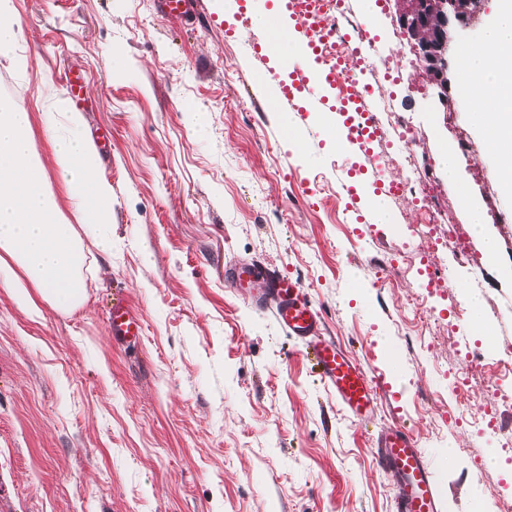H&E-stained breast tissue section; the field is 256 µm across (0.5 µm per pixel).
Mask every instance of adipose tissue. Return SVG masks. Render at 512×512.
<instances>
[{
    "mask_svg": "<svg viewBox=\"0 0 512 512\" xmlns=\"http://www.w3.org/2000/svg\"><path fill=\"white\" fill-rule=\"evenodd\" d=\"M456 53L471 89L470 123L486 141L501 194L512 197V0H495L477 40L460 43ZM33 118L0 98V285L31 313H38L41 300L69 312L82 304L87 288L80 232L111 223L112 185L83 133V113L47 91L37 118L71 208L63 213L36 153Z\"/></svg>",
    "mask_w": 512,
    "mask_h": 512,
    "instance_id": "adipose-tissue-1",
    "label": "adipose tissue"
}]
</instances>
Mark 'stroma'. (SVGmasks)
I'll return each mask as SVG.
<instances>
[{
    "instance_id": "1",
    "label": "stroma",
    "mask_w": 512,
    "mask_h": 512,
    "mask_svg": "<svg viewBox=\"0 0 512 512\" xmlns=\"http://www.w3.org/2000/svg\"><path fill=\"white\" fill-rule=\"evenodd\" d=\"M356 17L372 11L381 53L361 80L375 106L412 122L416 153L438 155L467 140L459 185L440 178L445 216L473 229L458 191L467 189L499 242L486 262L483 300L489 341L477 327L454 330L468 287L451 255L426 264L410 204L383 242L360 237L337 177L350 163L329 138L305 128L287 136L258 74L284 80L262 30L201 0L196 23L175 26L154 0H15L28 59L24 72L0 59V97L32 113L47 170L40 96L63 91L61 73L85 72L92 106L86 135L112 131L102 175L112 184L111 253L87 243L82 306L41 304L33 317L0 288V512H395L394 481L374 454L378 436L402 422L435 460L443 512H512V449H501L478 407L512 419V374L496 363L512 350V222L473 130L469 102L450 112L385 78L407 46L373 0H344ZM205 118L197 125L190 115ZM245 260L301 280L321 305L328 335L391 381L371 419L347 416L298 343L271 314L252 309L224 270ZM442 278L426 290L427 268ZM140 312L138 349L112 344L106 318L114 292ZM474 344L467 397L453 377Z\"/></svg>"
}]
</instances>
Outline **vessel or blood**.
<instances>
[{
    "label": "vessel or blood",
    "instance_id": "b4317fda",
    "mask_svg": "<svg viewBox=\"0 0 512 512\" xmlns=\"http://www.w3.org/2000/svg\"><path fill=\"white\" fill-rule=\"evenodd\" d=\"M280 2L281 12L270 16L268 42L284 36L280 16L285 13L295 19L309 53L308 64L295 66V81L282 87V101L299 100L302 113L309 105L325 108L330 101H337L342 134L351 146L352 157L359 160V173L373 181L377 193L391 195L396 182L379 170L372 157V144L381 130L375 122L370 91L352 70L353 65L372 60L378 49L376 36L367 31L349 40L337 50L335 67H324L323 49L331 33L325 0ZM160 4L168 18L183 19L195 14L199 0H160ZM227 276L244 301L255 310L271 312L290 336L302 342L328 390L350 415L360 417L373 411L377 389L372 377L362 364L324 337L321 309L308 298L299 280L254 262L232 265ZM109 331L117 343L131 344L143 336L144 323L130 305L120 300L112 307ZM377 457L380 468L396 481L397 512H441L444 493L436 465L409 430L390 428L378 443Z\"/></svg>",
    "mask_w": 512,
    "mask_h": 512
}]
</instances>
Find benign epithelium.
Listing matches in <instances>:
<instances>
[{"instance_id": "7a95c632", "label": "benign epithelium", "mask_w": 512, "mask_h": 512, "mask_svg": "<svg viewBox=\"0 0 512 512\" xmlns=\"http://www.w3.org/2000/svg\"><path fill=\"white\" fill-rule=\"evenodd\" d=\"M398 24L413 41L416 60L437 97L448 105L451 88L448 65V45L455 28L465 27L480 8V0H402Z\"/></svg>"}]
</instances>
